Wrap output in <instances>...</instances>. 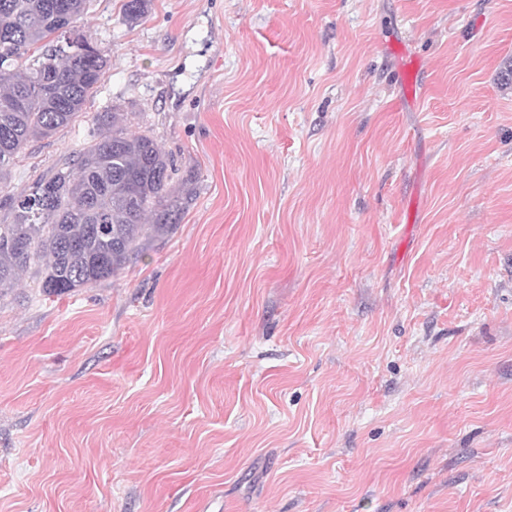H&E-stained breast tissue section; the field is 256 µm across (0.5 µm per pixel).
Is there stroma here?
Segmentation results:
<instances>
[{
    "label": "stroma",
    "instance_id": "stroma-1",
    "mask_svg": "<svg viewBox=\"0 0 512 512\" xmlns=\"http://www.w3.org/2000/svg\"><path fill=\"white\" fill-rule=\"evenodd\" d=\"M124 2L0 224L109 110L183 205L116 276L0 298V512H512V0Z\"/></svg>",
    "mask_w": 512,
    "mask_h": 512
}]
</instances>
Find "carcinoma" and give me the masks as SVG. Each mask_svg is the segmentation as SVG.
Wrapping results in <instances>:
<instances>
[{
    "instance_id": "carcinoma-1",
    "label": "carcinoma",
    "mask_w": 512,
    "mask_h": 512,
    "mask_svg": "<svg viewBox=\"0 0 512 512\" xmlns=\"http://www.w3.org/2000/svg\"><path fill=\"white\" fill-rule=\"evenodd\" d=\"M150 0H127L140 20ZM90 0H0V181L28 144L69 126L105 77L108 58L78 29ZM97 132L71 162L10 198L0 224V295L32 271L62 296L124 269L143 241L173 224L178 168L149 130L98 112Z\"/></svg>"
}]
</instances>
